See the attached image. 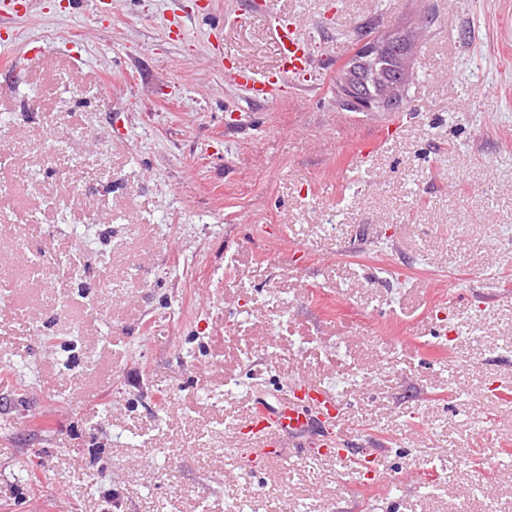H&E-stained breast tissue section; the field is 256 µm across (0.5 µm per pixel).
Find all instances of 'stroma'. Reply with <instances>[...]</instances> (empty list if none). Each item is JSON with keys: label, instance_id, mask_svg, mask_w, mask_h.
<instances>
[{"label": "stroma", "instance_id": "1", "mask_svg": "<svg viewBox=\"0 0 512 512\" xmlns=\"http://www.w3.org/2000/svg\"><path fill=\"white\" fill-rule=\"evenodd\" d=\"M0 4V512H512V0ZM415 33L402 126L336 98ZM128 81H120L119 73ZM318 383L369 471L239 427ZM268 0L254 1V6L273 18L271 34L281 51V72L284 79L305 77L314 67L312 52L296 27L279 19L270 9ZM238 85L254 100H277L281 84L272 82L262 74L252 71H239Z\"/></svg>", "mask_w": 512, "mask_h": 512}]
</instances>
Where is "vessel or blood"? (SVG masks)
I'll list each match as a JSON object with an SVG mask.
<instances>
[{
	"instance_id": "vessel-or-blood-1",
	"label": "vessel or blood",
	"mask_w": 512,
	"mask_h": 512,
	"mask_svg": "<svg viewBox=\"0 0 512 512\" xmlns=\"http://www.w3.org/2000/svg\"><path fill=\"white\" fill-rule=\"evenodd\" d=\"M271 34L281 51V72L285 78L294 80L305 77L314 67L312 52L293 24L274 19ZM239 86L255 100H276L281 86L262 74L243 71L238 75ZM337 406L336 399L320 386L310 385L303 396H291L278 408L258 406L249 417L248 426L252 434L261 438L268 447L275 446L280 434L300 439L308 434L316 416H328L330 424L324 427L315 442L316 447L332 448L340 443L339 423L331 415Z\"/></svg>"
}]
</instances>
